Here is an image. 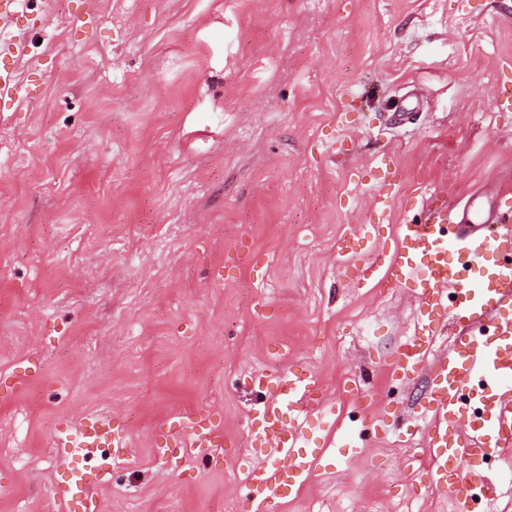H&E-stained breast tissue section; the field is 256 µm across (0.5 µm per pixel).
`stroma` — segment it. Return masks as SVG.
Masks as SVG:
<instances>
[{"mask_svg": "<svg viewBox=\"0 0 512 512\" xmlns=\"http://www.w3.org/2000/svg\"><path fill=\"white\" fill-rule=\"evenodd\" d=\"M23 3V52L0 48V512H82L57 494L77 470L98 512H243L247 381L289 370L324 402L276 512H456L427 375L390 371L413 292L358 271L429 207L481 223L512 174V0ZM201 410L205 456L176 430ZM95 417L132 448L56 446Z\"/></svg>", "mask_w": 512, "mask_h": 512, "instance_id": "35a3bbf8", "label": "stroma"}]
</instances>
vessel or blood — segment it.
I'll return each instance as SVG.
<instances>
[{
  "label": "vessel or blood",
  "mask_w": 512,
  "mask_h": 512,
  "mask_svg": "<svg viewBox=\"0 0 512 512\" xmlns=\"http://www.w3.org/2000/svg\"><path fill=\"white\" fill-rule=\"evenodd\" d=\"M511 223L508 207L491 209L481 224L456 223L451 209H433L427 223L399 225L393 255L376 252L366 266L379 283L393 276L401 287L415 291L418 324L391 368L405 379L427 372L422 416L433 484L454 494L459 512H472L477 496L488 504L498 502L499 486L478 461L488 449L512 447V263L495 260L496 254L512 251V233L499 230ZM452 293L459 299L453 309L448 306ZM449 319L456 326L450 348L433 356L435 333ZM275 384L276 396L259 417L256 440L264 459L250 479L247 512H271L310 467L297 420L321 405L320 388L293 372L281 374ZM288 413L293 423H285ZM181 431L184 442L196 450L223 442L222 433L202 413L189 418ZM57 445L78 448L88 459L101 448L121 453L128 441L111 421L98 420L77 435L59 436ZM58 493L67 501L80 500L83 512H97L83 477L59 486Z\"/></svg>",
  "instance_id": "1"
}]
</instances>
